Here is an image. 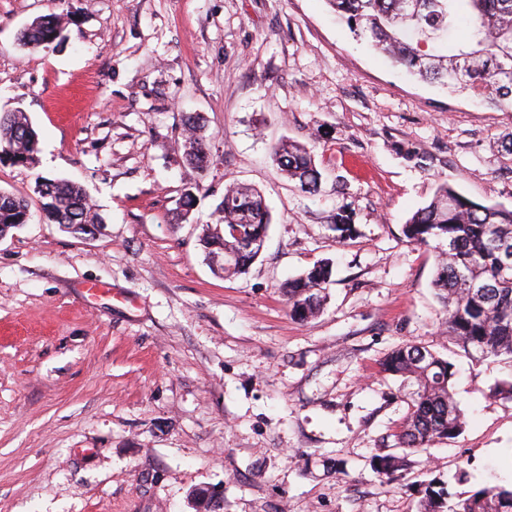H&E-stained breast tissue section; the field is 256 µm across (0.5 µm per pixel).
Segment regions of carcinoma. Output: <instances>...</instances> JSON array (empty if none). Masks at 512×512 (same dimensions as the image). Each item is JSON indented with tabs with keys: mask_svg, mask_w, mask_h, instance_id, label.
Returning a JSON list of instances; mask_svg holds the SVG:
<instances>
[{
	"mask_svg": "<svg viewBox=\"0 0 512 512\" xmlns=\"http://www.w3.org/2000/svg\"><path fill=\"white\" fill-rule=\"evenodd\" d=\"M336 16L357 37L430 84L472 93L494 108L512 112V0H328ZM64 17L34 19L20 31V45L36 49L56 40ZM185 158L194 169L209 167L211 154L201 118L185 120ZM38 134L21 114L0 116V152L13 163L27 165L37 152ZM273 160L290 180L311 195L321 190V175L309 148L290 140L270 147ZM38 193L51 224L101 223L83 189L64 180L42 178ZM218 223L200 242L207 255L224 259L221 271L241 274L257 258L244 238L267 237L270 212L252 187L230 184L218 204ZM26 200L0 191V233L28 223ZM332 224L340 236L354 232V215L336 211ZM405 237L416 244H446L437 250L434 286L446 312L448 337L469 356L504 357L512 362V207L483 205L449 186L440 187L426 206L404 224ZM332 266L319 262L288 282L292 315L305 320L320 312ZM383 370L416 385L409 412L398 433L402 453L375 458L374 468L386 482L408 466V454L427 449L437 439H454L466 418L454 398V365L437 353L412 343L396 347ZM443 482L431 481L420 512H512V487L486 485L451 502Z\"/></svg>",
	"mask_w": 512,
	"mask_h": 512,
	"instance_id": "cac0c4a2",
	"label": "carcinoma"
}]
</instances>
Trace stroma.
Here are the masks:
<instances>
[{
	"label": "stroma",
	"mask_w": 512,
	"mask_h": 512,
	"mask_svg": "<svg viewBox=\"0 0 512 512\" xmlns=\"http://www.w3.org/2000/svg\"><path fill=\"white\" fill-rule=\"evenodd\" d=\"M49 14L63 40L22 47ZM15 111L39 143L32 165L0 162L31 212L0 237V512H195L213 490L221 512H417L462 468L457 496L512 481V402L490 394L512 363L449 339L436 252L402 232L444 184L512 206V112L398 71L327 0H0V114ZM284 137L314 152L319 194L273 163ZM40 176L81 185L101 230L47 223ZM233 182L272 220L227 277L198 238ZM326 259L324 309L298 321L282 285ZM405 342L453 363L466 426L388 485L374 457L397 447L409 389L380 362ZM201 118L188 117L185 120V158L187 163L198 171L208 168L211 162V154L208 148L207 138L204 135V125Z\"/></svg>",
	"instance_id": "obj_1"
}]
</instances>
